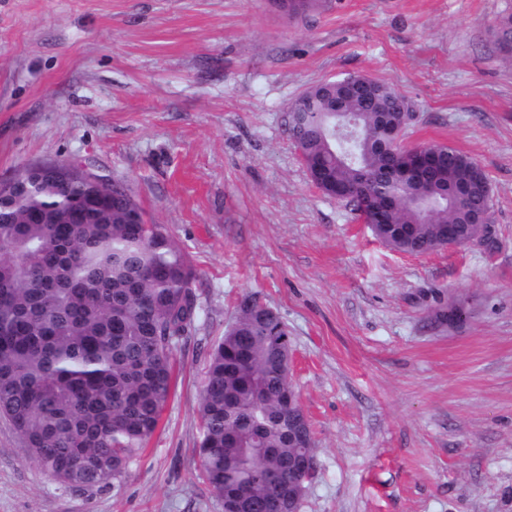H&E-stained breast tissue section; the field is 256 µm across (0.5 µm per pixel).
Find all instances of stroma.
Listing matches in <instances>:
<instances>
[{
	"instance_id": "1",
	"label": "stroma",
	"mask_w": 512,
	"mask_h": 512,
	"mask_svg": "<svg viewBox=\"0 0 512 512\" xmlns=\"http://www.w3.org/2000/svg\"><path fill=\"white\" fill-rule=\"evenodd\" d=\"M512 0H0V179L75 160L125 178L198 273L161 425L117 489L46 478L0 419V512H224L198 395L242 297L275 309L310 420L301 512H512ZM350 74L413 105L408 142L474 157L496 246L391 251L315 187L289 105ZM463 306L459 325L437 312ZM494 42L501 54L512 57V13L500 15L492 26Z\"/></svg>"
}]
</instances>
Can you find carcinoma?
I'll return each instance as SVG.
<instances>
[{"label":"carcinoma","instance_id":"obj_1","mask_svg":"<svg viewBox=\"0 0 512 512\" xmlns=\"http://www.w3.org/2000/svg\"><path fill=\"white\" fill-rule=\"evenodd\" d=\"M292 15L321 0H278ZM512 57V13L492 26ZM405 98L377 81L349 91L319 82L297 99L301 122L287 126L311 180L325 193L366 198L376 238L388 248L425 254L448 245V225L467 226L469 209L492 206L477 161L435 145L430 167L399 173L393 124ZM339 112L355 116L360 137L336 138ZM19 186L0 187V417L23 439L44 474L66 488H118L158 429L168 401L177 345L194 330L196 270L169 228L148 218L126 184L112 196L98 186L60 182L28 165ZM465 185L469 204L444 199ZM84 208L70 217L74 202ZM239 304L209 353L199 393V458L219 498L242 491L251 512L268 505L286 478L288 377L272 335Z\"/></svg>","mask_w":512,"mask_h":512}]
</instances>
